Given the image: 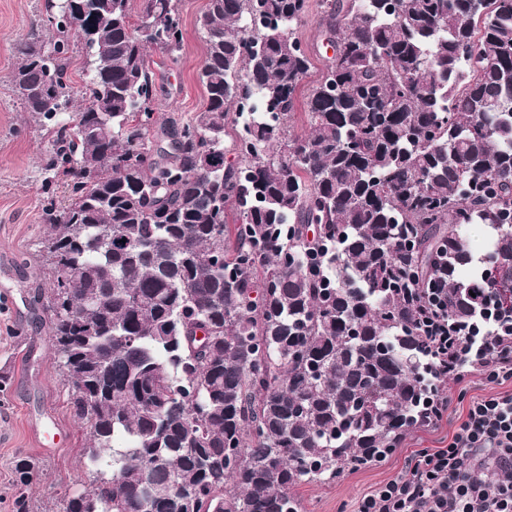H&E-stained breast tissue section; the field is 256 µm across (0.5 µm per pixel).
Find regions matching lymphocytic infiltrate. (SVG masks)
<instances>
[{"instance_id": "obj_1", "label": "lymphocytic infiltrate", "mask_w": 512, "mask_h": 512, "mask_svg": "<svg viewBox=\"0 0 512 512\" xmlns=\"http://www.w3.org/2000/svg\"><path fill=\"white\" fill-rule=\"evenodd\" d=\"M423 334L434 358L454 369L457 329L444 305L422 303ZM491 470L488 479L478 469ZM356 512H512V392L470 397L448 444L425 448L401 475L364 495Z\"/></svg>"}]
</instances>
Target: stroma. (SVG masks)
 <instances>
[{
    "mask_svg": "<svg viewBox=\"0 0 512 512\" xmlns=\"http://www.w3.org/2000/svg\"><path fill=\"white\" fill-rule=\"evenodd\" d=\"M207 0H180L184 42L178 61L151 50L150 68L160 104L159 120L192 118L205 105L198 74L204 44L198 20ZM46 0H0V512H13L15 462L33 460L37 478L31 512H55V496L80 492L96 479L85 457L89 432L69 410V385L54 357L44 306L48 268L40 257L50 227L47 202L64 207V182L45 187L47 143L10 85L16 45L42 29ZM458 386L448 388L451 409L437 425L409 436L386 461L340 480L298 487L306 512H354L357 501L401 474L421 448L447 445L461 408Z\"/></svg>",
    "mask_w": 512,
    "mask_h": 512,
    "instance_id": "35a3bbf8",
    "label": "stroma"
}]
</instances>
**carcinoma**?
<instances>
[{
    "mask_svg": "<svg viewBox=\"0 0 512 512\" xmlns=\"http://www.w3.org/2000/svg\"><path fill=\"white\" fill-rule=\"evenodd\" d=\"M130 2L51 4L11 73L47 182H70L44 209L49 329L102 474L56 512H303L293 489L438 420L412 299L443 288L480 326L486 282L512 311V0H321L333 55L309 85L308 0H208L206 106L162 123L148 49L178 56V0H141L154 34ZM75 35L107 63L65 118ZM250 96L274 120L241 118ZM15 474L29 512L36 464Z\"/></svg>",
    "mask_w": 512,
    "mask_h": 512,
    "instance_id": "carcinoma-1",
    "label": "carcinoma"
}]
</instances>
